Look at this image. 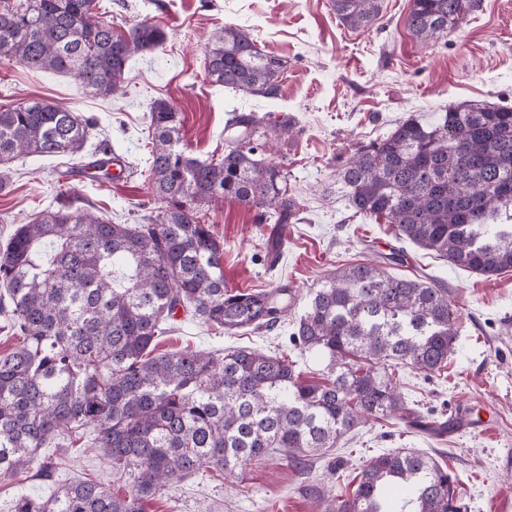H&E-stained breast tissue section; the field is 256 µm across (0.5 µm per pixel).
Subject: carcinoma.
I'll return each mask as SVG.
<instances>
[{
    "mask_svg": "<svg viewBox=\"0 0 512 512\" xmlns=\"http://www.w3.org/2000/svg\"><path fill=\"white\" fill-rule=\"evenodd\" d=\"M340 22L369 27L382 0H332ZM479 0H412L407 27L430 43L458 29ZM143 20L118 35L96 0H0V58L62 72L90 94L121 90L126 65L165 43ZM206 79L274 98L288 59L261 50L232 25L215 29ZM149 170L160 202L138 224H112L59 200L19 225L0 248V316L23 339L0 355V479L49 476L45 448L91 435L120 496L87 479L47 499L18 495L8 512H143L144 502L199 473L236 482L272 455L300 461L361 423L413 415L395 367L432 373L448 362L460 315L432 278L396 277L382 265L350 266L312 292L292 342L326 360L327 379L301 380L293 361L257 349L155 355L178 311L224 329L270 330L288 315L292 291L224 289V242L199 207L234 201L271 224L296 203L287 175L261 157L288 119L232 117L221 159L178 147L180 113L162 99L149 112ZM96 122L45 100L0 110V165L30 154L75 155ZM355 213L385 219L402 240L491 278L512 271V107L451 102L434 122L408 117L363 146L339 172ZM398 482L410 512H456L457 479L413 448L371 457L352 497H321L324 512H393L382 492Z\"/></svg>",
    "mask_w": 512,
    "mask_h": 512,
    "instance_id": "carcinoma-1",
    "label": "carcinoma"
}]
</instances>
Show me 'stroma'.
<instances>
[{"label":"stroma","instance_id":"1","mask_svg":"<svg viewBox=\"0 0 512 512\" xmlns=\"http://www.w3.org/2000/svg\"><path fill=\"white\" fill-rule=\"evenodd\" d=\"M410 4L383 0L371 27L352 30L330 0H99L115 33H128L147 17L167 34L162 49L129 61L124 92L115 97L88 95L69 76L0 60V108L46 100L93 118L98 129L81 154L29 155L9 164L0 177V246L61 193L112 223H136L141 204L153 198L148 115L154 100L177 107L180 145L202 159L223 154L224 125L233 113L293 120L294 133L273 141L265 154L287 171L297 200L277 262L265 251L276 227L256 211L228 202L199 210L201 222L224 241L225 289L288 284L296 298L288 321L272 331L231 335L179 318L158 339L157 352L258 348L294 361L304 379L319 380L323 364L292 344V320L322 281L362 262L384 264L400 277L433 275L461 315L456 351L441 371L430 377L407 367L398 371L400 392L422 426L372 421L311 458L306 469L276 458L248 466L239 484L200 474L146 502V512H321L320 502L303 494L304 485L347 498L366 461L400 448L427 452L457 476L461 512H512V272L487 279L398 240L392 225L354 213L337 177L361 146L408 116L431 120L448 103L462 101L512 107V0H481L459 30L428 44L406 27ZM224 24L287 57L278 97L204 81V42ZM103 145L126 162L120 180L84 171ZM46 454L55 465L53 480L0 479V512L19 494L46 497L70 481L95 478L115 490L125 487L87 439Z\"/></svg>","mask_w":512,"mask_h":512}]
</instances>
